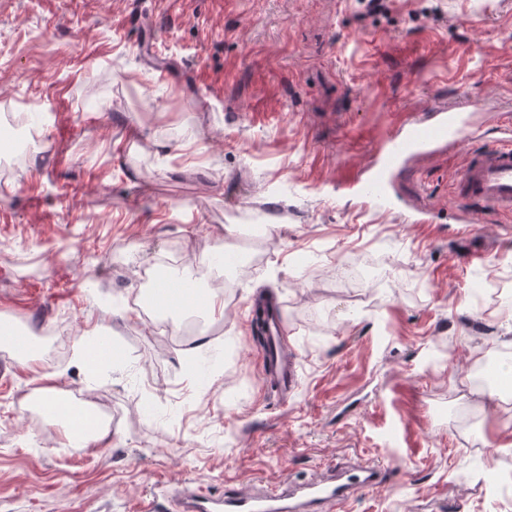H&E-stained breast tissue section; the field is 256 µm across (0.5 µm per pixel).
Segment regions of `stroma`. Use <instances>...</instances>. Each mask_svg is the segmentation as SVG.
<instances>
[{
	"label": "stroma",
	"mask_w": 512,
	"mask_h": 512,
	"mask_svg": "<svg viewBox=\"0 0 512 512\" xmlns=\"http://www.w3.org/2000/svg\"><path fill=\"white\" fill-rule=\"evenodd\" d=\"M0 0V512H161L192 486L300 482L358 457L384 473L351 512H512V400L459 386L502 354L512 219L453 223L464 147L410 159L393 211L353 189L411 115L458 93L512 114V0ZM426 212V224L406 213ZM281 225L224 280V313L128 306L143 270L212 257L228 224ZM276 297L299 385L253 339ZM118 353L87 378L78 347ZM112 412V441L60 451L35 395Z\"/></svg>",
	"instance_id": "1"
}]
</instances>
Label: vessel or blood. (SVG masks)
I'll return each mask as SVG.
<instances>
[{
    "mask_svg": "<svg viewBox=\"0 0 512 512\" xmlns=\"http://www.w3.org/2000/svg\"><path fill=\"white\" fill-rule=\"evenodd\" d=\"M483 107L467 97L437 106L419 118L405 122L396 135L375 152V163L357 188L375 207L390 210V186L405 162L430 153L445 144H468L465 163L455 187L462 205L457 223L469 224L476 208L512 216V116L500 114L494 132H487L476 121ZM268 346L263 354L267 373L281 395L298 385L296 362L289 357L281 336L278 314L267 322ZM382 482L380 467L367 463H342L326 477H313L301 483H288L263 490L236 489L214 497L193 488L176 498V512H348L351 502Z\"/></svg>",
    "mask_w": 512,
    "mask_h": 512,
    "instance_id": "b4317fda",
    "label": "vessel or blood"
}]
</instances>
